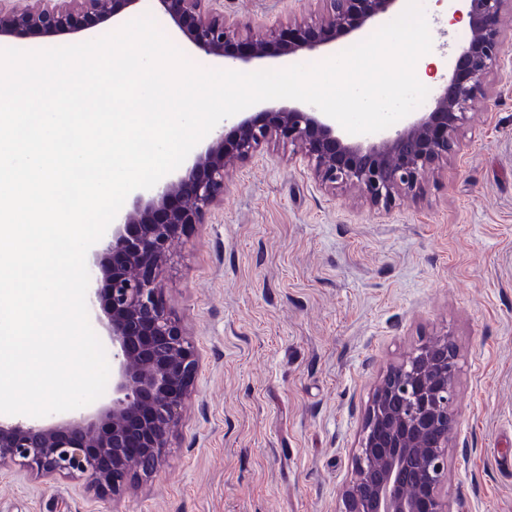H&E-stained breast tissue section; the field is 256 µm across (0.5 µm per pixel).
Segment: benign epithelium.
<instances>
[{
    "instance_id": "1",
    "label": "benign epithelium",
    "mask_w": 512,
    "mask_h": 512,
    "mask_svg": "<svg viewBox=\"0 0 512 512\" xmlns=\"http://www.w3.org/2000/svg\"><path fill=\"white\" fill-rule=\"evenodd\" d=\"M215 0H155L190 49L232 67L323 51L361 38L401 0H316L318 17L293 16L260 39L250 22ZM471 37L428 112L376 142L353 141L301 101H271L216 132L149 194L134 196L90 254V313L112 344V400L69 419L0 417V469L85 479L117 495L163 463L197 372L195 348L165 308L164 264L172 240L224 198L228 166L286 144L324 187H354L374 208L423 189V173L451 154L470 110L499 70L501 17L512 0H460ZM141 0H0V39L96 37L125 22ZM458 353L449 336L422 342L375 385L339 512H452L442 491L455 423Z\"/></svg>"
}]
</instances>
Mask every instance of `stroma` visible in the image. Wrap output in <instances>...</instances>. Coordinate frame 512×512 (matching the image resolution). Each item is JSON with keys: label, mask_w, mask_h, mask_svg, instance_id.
Listing matches in <instances>:
<instances>
[{"label": "stroma", "mask_w": 512, "mask_h": 512, "mask_svg": "<svg viewBox=\"0 0 512 512\" xmlns=\"http://www.w3.org/2000/svg\"><path fill=\"white\" fill-rule=\"evenodd\" d=\"M432 46L468 27L421 0ZM262 35L310 0H221ZM501 70L425 190L370 207L279 145L227 171L223 200L172 245L164 302L200 367L161 470L102 498L0 470V512H337L372 391L424 340L458 352L443 489L453 512H512V15Z\"/></svg>", "instance_id": "1"}]
</instances>
